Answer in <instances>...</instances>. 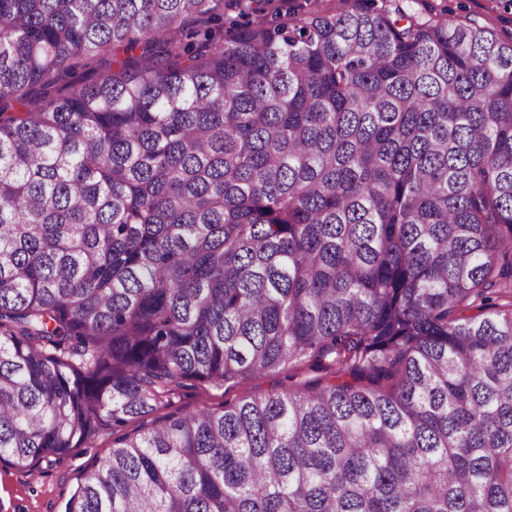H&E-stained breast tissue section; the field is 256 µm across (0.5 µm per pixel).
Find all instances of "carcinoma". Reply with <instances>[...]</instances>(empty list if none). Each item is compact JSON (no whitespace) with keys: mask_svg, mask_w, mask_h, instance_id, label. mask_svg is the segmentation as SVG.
Listing matches in <instances>:
<instances>
[{"mask_svg":"<svg viewBox=\"0 0 512 512\" xmlns=\"http://www.w3.org/2000/svg\"><path fill=\"white\" fill-rule=\"evenodd\" d=\"M300 365L120 435L66 512H512V42L0 0V460ZM289 374L293 375L292 381L285 379L283 375H271L249 381L224 395V388H215L196 382H187L181 387L172 398L173 410H193L197 407H219L224 400H235L243 397H261L267 393L288 387L289 384L296 386L309 382H316L320 375L311 371L307 366H300L292 369ZM166 410V411H169Z\"/></svg>","mask_w":512,"mask_h":512,"instance_id":"carcinoma-1","label":"carcinoma"}]
</instances>
